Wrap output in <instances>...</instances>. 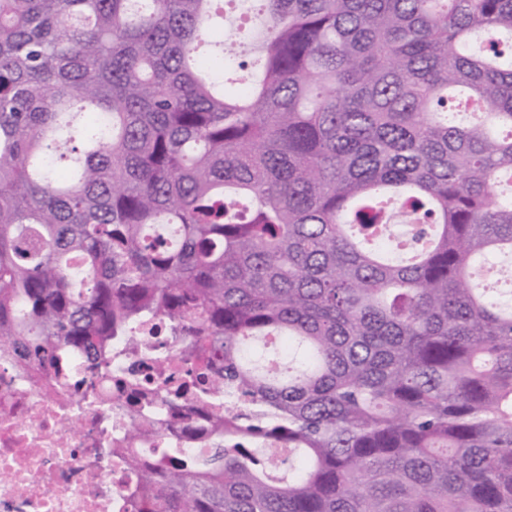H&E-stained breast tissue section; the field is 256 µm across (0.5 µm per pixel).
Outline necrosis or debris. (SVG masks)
Listing matches in <instances>:
<instances>
[{
  "label": "necrosis or debris",
  "instance_id": "necrosis-or-debris-1",
  "mask_svg": "<svg viewBox=\"0 0 512 512\" xmlns=\"http://www.w3.org/2000/svg\"><path fill=\"white\" fill-rule=\"evenodd\" d=\"M152 359L133 367L128 356L112 360L111 378L94 395L74 391L87 371L71 353L72 383L19 363L0 345V512H124L130 486L159 448L195 457L211 448L209 415L190 398L171 410L164 398L131 405L119 385L136 368L152 387L161 368L177 367L170 337L149 336Z\"/></svg>",
  "mask_w": 512,
  "mask_h": 512
}]
</instances>
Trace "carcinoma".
Returning a JSON list of instances; mask_svg holds the SVG:
<instances>
[{
	"mask_svg": "<svg viewBox=\"0 0 512 512\" xmlns=\"http://www.w3.org/2000/svg\"><path fill=\"white\" fill-rule=\"evenodd\" d=\"M252 11L0 0V340L92 391L162 322L221 372L216 448L128 512H512V0Z\"/></svg>",
	"mask_w": 512,
	"mask_h": 512,
	"instance_id": "cac0c4a2",
	"label": "carcinoma"
}]
</instances>
